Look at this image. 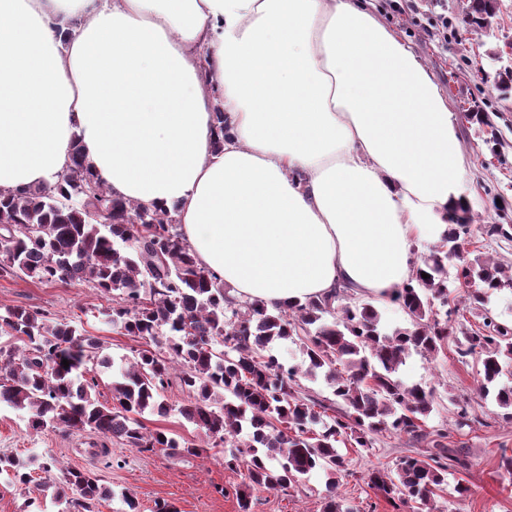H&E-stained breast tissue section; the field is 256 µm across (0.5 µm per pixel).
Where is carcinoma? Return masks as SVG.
<instances>
[{"label": "carcinoma", "instance_id": "cac0c4a2", "mask_svg": "<svg viewBox=\"0 0 512 512\" xmlns=\"http://www.w3.org/2000/svg\"><path fill=\"white\" fill-rule=\"evenodd\" d=\"M478 234L509 240L512 225L476 226L468 207L450 217L447 232L392 297L408 326L386 332L377 307L344 285L291 308L230 296L196 263L174 215L112 198L77 144L54 188L0 192V275L90 281L116 302L113 326L147 343L165 338L180 367L179 384L194 396L179 414L232 447L224 467L240 482L224 494L235 497L239 512H252L255 493L296 491L317 471L327 477L323 512H354L335 493L350 475L340 445L368 450L384 434L426 441L430 454L372 469L367 484L393 505L434 512L435 490L447 483L448 471L465 463L448 448V431L426 430L434 391L398 377L406 357L414 351L433 358L451 341L459 362L476 367L480 395L512 409V386L500 384L512 366V325L496 321L487 308L492 295L512 288V271L465 255L464 242ZM463 303L481 310L482 323L474 329L452 320ZM3 336L23 347L17 353L0 347V403L27 414L32 428L62 425L129 448L200 453L181 437L145 431L139 420L147 411L160 417L172 411L165 396L172 365L156 351L142 349L120 367L108 405L92 395L97 377L89 366L113 367L95 338L19 306L0 307ZM282 340L299 345L300 361L287 366L272 353ZM320 374L331 399L312 398L302 383ZM35 464L48 472L54 459L45 456L37 464L33 457L0 456V475L28 484ZM68 496L73 512H96L112 491L93 473L72 469L54 490L57 499Z\"/></svg>", "mask_w": 512, "mask_h": 512}]
</instances>
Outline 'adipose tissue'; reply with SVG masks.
<instances>
[{
  "mask_svg": "<svg viewBox=\"0 0 512 512\" xmlns=\"http://www.w3.org/2000/svg\"><path fill=\"white\" fill-rule=\"evenodd\" d=\"M75 143L268 306L389 303L469 203L445 99L362 0H0V189L54 187Z\"/></svg>",
  "mask_w": 512,
  "mask_h": 512,
  "instance_id": "obj_1",
  "label": "adipose tissue"
}]
</instances>
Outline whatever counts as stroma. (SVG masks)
<instances>
[{
  "label": "stroma",
  "instance_id": "1",
  "mask_svg": "<svg viewBox=\"0 0 512 512\" xmlns=\"http://www.w3.org/2000/svg\"><path fill=\"white\" fill-rule=\"evenodd\" d=\"M494 31L487 34L470 27L465 17L471 0H413L411 11L397 13L390 0H369L368 8L421 59L444 97L466 156L464 189L471 200L474 219L484 224L512 225V90L495 88L494 76L512 65L505 44L512 40V0H495ZM448 17V37L441 40L425 34L426 26ZM0 305L23 306L40 311L52 321H68L96 338L101 352L114 364L132 360L141 342L113 327L109 314L111 296L88 282L41 283L28 277L0 276ZM401 378L433 388V410L428 429H447L448 445L468 452L467 466L449 474L448 484L437 492L438 504H447L456 483L468 485L470 495L462 512H512V475L499 467L501 454L512 455V420L503 418L493 400L481 399L476 369L458 362L454 346H446L435 359L410 354L400 368ZM172 410L161 417L144 413L141 422L148 431L164 429L200 447L191 457H173L154 449L140 452L109 443L108 453L92 455L97 437L90 432H72L62 426L36 431L26 414L0 404V454L21 457L52 455L57 466L50 475L34 471L33 481L21 487L0 479V512H24L28 498L39 497L42 512H69L65 500L40 495L43 478L58 480L64 469L88 470L111 489V498L101 502L99 512H125L124 495H132L139 512H155L159 502L172 504L177 512H238L235 497L223 490L239 481L224 467V445L216 443L192 424L177 408L189 395L179 385L167 391ZM469 406L476 418L471 426L458 427L459 406ZM425 444L406 436H377L370 450H349L354 477L337 488L341 498L357 512H412L410 506L393 508L364 478L368 470L393 467L406 455L424 453ZM324 473H313L300 490L263 491L254 512H322L327 494Z\"/></svg>",
  "mask_w": 512,
  "mask_h": 512
}]
</instances>
